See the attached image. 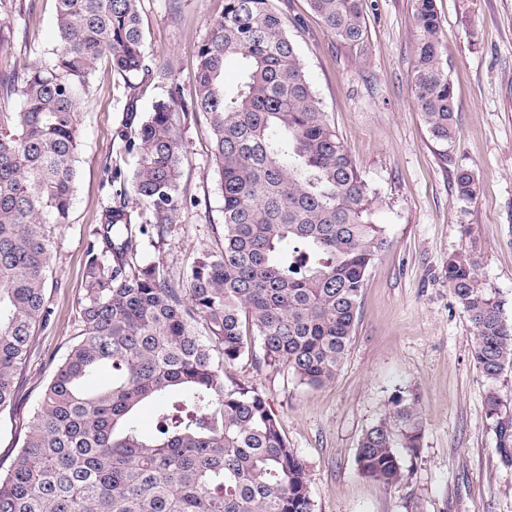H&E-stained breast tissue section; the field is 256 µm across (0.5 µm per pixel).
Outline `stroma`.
I'll use <instances>...</instances> for the list:
<instances>
[{
	"mask_svg": "<svg viewBox=\"0 0 512 512\" xmlns=\"http://www.w3.org/2000/svg\"><path fill=\"white\" fill-rule=\"evenodd\" d=\"M370 49L352 56L337 44L309 0H273L288 19L323 112L375 193L384 243L368 270L357 322L333 382L310 387L262 360L257 337L225 363V385L257 388L305 463L314 512H512V467L504 466L486 417L487 384L471 354L474 329L445 277L448 258L469 250L512 323V0H436L442 55L457 101V135L443 149L429 132L410 83L417 27L412 0H362ZM224 0H141L151 74L134 103L145 115L176 84L196 90L197 50ZM0 39L8 70L23 74L57 48L55 0H6ZM159 67L171 70L158 79ZM123 88L99 62L81 114V145L70 222L57 231L47 282L52 316L32 339L15 400L0 411V469L22 446L27 424L56 363L81 331L79 301L87 242L137 157L124 139L137 128ZM188 199L162 237L136 241L138 259L182 277L194 257L224 242V200L197 116L183 132ZM480 181L476 199L459 196L455 172ZM409 391L421 403L420 448L402 450L407 478L387 486L363 476L359 440L387 417L389 399Z\"/></svg>",
	"mask_w": 512,
	"mask_h": 512,
	"instance_id": "35a3bbf8",
	"label": "stroma"
}]
</instances>
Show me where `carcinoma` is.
<instances>
[{
    "label": "carcinoma",
    "instance_id": "cac0c4a2",
    "mask_svg": "<svg viewBox=\"0 0 512 512\" xmlns=\"http://www.w3.org/2000/svg\"><path fill=\"white\" fill-rule=\"evenodd\" d=\"M352 54L370 46L362 0H309ZM58 48L0 87L21 97L0 115V410L14 399L46 298L54 232L70 223L81 109L97 63L134 90L148 70L140 0H57ZM410 82L432 136L455 140L457 111L441 57L434 0H414ZM242 61L237 86L224 63ZM202 114L224 199V246L174 280L137 261L134 244L182 203V130ZM127 150L138 156L93 230L84 270L82 333L56 366L23 446L0 475V512H314L306 466L255 388L224 385V362L257 336L265 365L300 383L332 382L347 351L370 265L384 240L373 197L314 93L272 0H224L198 46L195 98L177 86L156 100ZM460 197L480 191L467 168ZM133 197L142 210L128 209ZM448 287L475 330L472 357L492 385L486 416L512 465V416L494 385L512 368V325L484 286L474 253L448 258ZM202 322L206 334L198 333ZM105 370L107 382L92 385ZM156 405V434L136 409ZM423 438L416 396L400 391L359 441L360 472L404 477L399 449Z\"/></svg>",
    "mask_w": 512,
    "mask_h": 512
}]
</instances>
